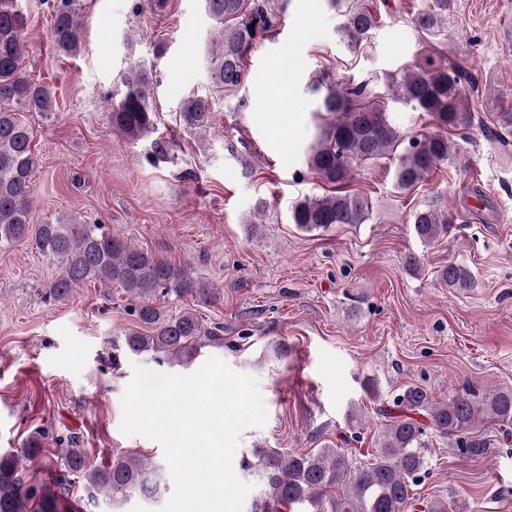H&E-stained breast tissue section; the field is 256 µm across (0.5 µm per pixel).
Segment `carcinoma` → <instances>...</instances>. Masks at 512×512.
Listing matches in <instances>:
<instances>
[{"mask_svg":"<svg viewBox=\"0 0 512 512\" xmlns=\"http://www.w3.org/2000/svg\"><path fill=\"white\" fill-rule=\"evenodd\" d=\"M205 9L221 26L214 47L207 49L210 83L219 96L236 91L243 83L245 61L255 45L269 36L278 15L265 0H204ZM73 0L53 6V44L58 53L74 55L81 47V31ZM343 17L339 36L345 47L359 50L377 19L359 0H328ZM454 11V0H424L415 17L416 28L437 35ZM26 18L16 0H0V246L27 244L57 266L45 287L44 300L62 303L72 291L87 283L119 287L130 301L129 312L137 328L124 336L123 349L132 356L149 354L162 359L189 360L198 346L208 342L224 346V326L205 325L193 308L169 316L161 302L173 296L205 304L223 294L177 266L139 249L127 238L105 229L65 217L44 224L31 223V178L38 165L34 130L19 118L21 112H51V88L30 79L21 64L25 52ZM396 99L422 112L435 131L402 136L384 116L383 109L360 100V88H341L319 76L313 89L320 94L318 111L335 117L324 136L308 151V169L334 189L308 196L292 208L291 219L305 232H327L338 225L366 224L372 204L365 196L339 191L351 172L370 161L396 159L394 187L410 192L427 176L456 156L452 133L468 130L482 118L475 116L461 88V71L433 59L394 79ZM123 90L108 112L112 128L125 139H150L146 159L157 164L169 159V141L156 133L157 80L153 66L136 62L121 76ZM213 101L188 96L182 100L179 121L194 135L206 133L213 118ZM496 132H512V112H490ZM454 223L448 206L428 205L413 215L420 242L431 245L447 235ZM439 281L453 289L474 287L471 269L455 261L437 272ZM385 418L375 450L361 458L346 448L326 446L310 452H283L259 447L253 459H242L241 468L255 469L268 487L265 498L254 501L251 512L293 509L297 512H413L415 487L429 474V439L435 434L448 439L449 447L468 457H485L497 447L484 434L490 420L504 436L512 434V389L478 390L464 386L436 400L424 388L408 385L379 408ZM43 455L35 442L19 452L0 453V512H69L66 494L77 477L85 483L90 499L112 493V503L137 496L160 495L162 466L136 455H121L103 466H93L80 448H59L53 456L59 469L48 466L46 478L25 480L22 468ZM459 493L433 498L420 512H475Z\"/></svg>","mask_w":512,"mask_h":512,"instance_id":"cac0c4a2","label":"carcinoma"}]
</instances>
